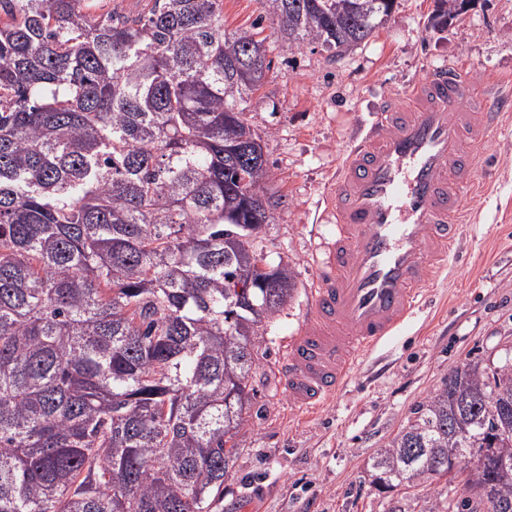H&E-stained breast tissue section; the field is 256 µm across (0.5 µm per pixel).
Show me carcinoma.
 Listing matches in <instances>:
<instances>
[{
    "label": "carcinoma",
    "instance_id": "carcinoma-1",
    "mask_svg": "<svg viewBox=\"0 0 512 512\" xmlns=\"http://www.w3.org/2000/svg\"><path fill=\"white\" fill-rule=\"evenodd\" d=\"M340 59L395 0H263ZM0 0V512H213L263 324L295 289L257 254L285 205L247 104L266 41L223 0ZM476 457L457 512H512V363L448 372L372 458L382 488Z\"/></svg>",
    "mask_w": 512,
    "mask_h": 512
}]
</instances>
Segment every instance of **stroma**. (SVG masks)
Returning a JSON list of instances; mask_svg holds the SVG:
<instances>
[{
	"mask_svg": "<svg viewBox=\"0 0 512 512\" xmlns=\"http://www.w3.org/2000/svg\"><path fill=\"white\" fill-rule=\"evenodd\" d=\"M440 0H396L374 36L339 60L317 44L272 35L262 0H224L227 30L267 41L271 71L246 111L262 137L286 204L264 225L266 261L296 274L292 298L264 324L255 397L215 512H427L430 484L378 492L376 450L414 419L449 370L466 361H512V115L477 161V190L464 202L462 237L415 317L351 371L320 411L292 402L281 385L289 338L308 308L314 257L330 232L317 218L350 136L387 95H404L429 68L462 66L478 87L512 92V0H469L439 26Z\"/></svg>",
	"mask_w": 512,
	"mask_h": 512,
	"instance_id": "obj_1",
	"label": "stroma"
}]
</instances>
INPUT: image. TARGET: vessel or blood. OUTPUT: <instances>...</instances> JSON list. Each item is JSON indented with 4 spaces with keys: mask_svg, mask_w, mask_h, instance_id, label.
<instances>
[{
    "mask_svg": "<svg viewBox=\"0 0 512 512\" xmlns=\"http://www.w3.org/2000/svg\"><path fill=\"white\" fill-rule=\"evenodd\" d=\"M508 112L511 94L477 88L461 67L443 66L360 124L324 199L335 231L281 369L302 408L337 394L447 271L476 158Z\"/></svg>",
    "mask_w": 512,
    "mask_h": 512,
    "instance_id": "b4317fda",
    "label": "vessel or blood"
}]
</instances>
